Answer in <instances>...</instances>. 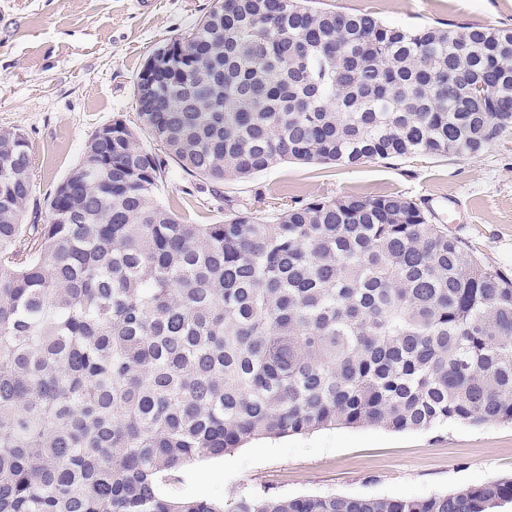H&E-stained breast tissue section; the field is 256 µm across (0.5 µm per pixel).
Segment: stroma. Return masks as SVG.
<instances>
[{"label":"stroma","instance_id":"stroma-1","mask_svg":"<svg viewBox=\"0 0 512 512\" xmlns=\"http://www.w3.org/2000/svg\"><path fill=\"white\" fill-rule=\"evenodd\" d=\"M215 0H0V128L28 136L34 195L44 199L79 164L89 136L133 120V86L148 58L192 27ZM414 28L465 23L512 28V0H322ZM171 168L162 203L207 224L226 203L293 202L395 193L421 201L481 262L512 274V134L475 155L285 162L220 197ZM456 198L460 211L447 216ZM512 477V423H451L430 430L336 427L258 439L183 469L162 494L231 501L247 495L422 498Z\"/></svg>","mask_w":512,"mask_h":512}]
</instances>
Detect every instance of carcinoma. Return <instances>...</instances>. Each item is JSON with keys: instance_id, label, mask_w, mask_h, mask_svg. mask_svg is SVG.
Masks as SVG:
<instances>
[{"instance_id": "1", "label": "carcinoma", "mask_w": 512, "mask_h": 512, "mask_svg": "<svg viewBox=\"0 0 512 512\" xmlns=\"http://www.w3.org/2000/svg\"><path fill=\"white\" fill-rule=\"evenodd\" d=\"M44 201L0 129V512H494L512 479L425 498L164 496L187 465L336 426L512 422V275L398 194L191 222L286 160L465 156L512 133V29L406 28L317 0H217ZM493 81L448 94V78ZM46 208V224L25 223Z\"/></svg>"}]
</instances>
